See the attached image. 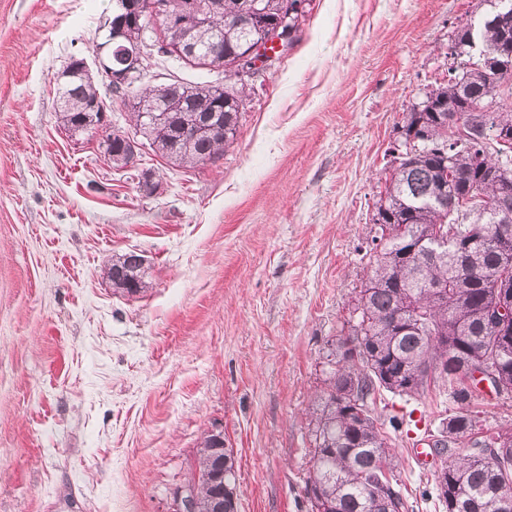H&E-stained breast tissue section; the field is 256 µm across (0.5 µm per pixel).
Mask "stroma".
Wrapping results in <instances>:
<instances>
[{"instance_id":"1","label":"stroma","mask_w":512,"mask_h":512,"mask_svg":"<svg viewBox=\"0 0 512 512\" xmlns=\"http://www.w3.org/2000/svg\"><path fill=\"white\" fill-rule=\"evenodd\" d=\"M488 0H308L298 40L254 79L217 163L150 150L115 170L59 121L55 77L95 65L112 0H0V512H176L202 441L224 431L238 512H311V404L365 278L386 150L448 78L457 27ZM155 84L223 82L170 56ZM158 185L139 187L143 175ZM137 251L147 288L105 271ZM448 386L376 410L409 512H443L424 447ZM140 257V253L136 251H129L119 255L116 259L112 260V265L109 267L107 276L110 279L112 271V286L121 290L123 293L129 295H136L142 292L146 288V274L143 275L138 282L131 283L128 278L116 279L114 277V271L116 268H122L124 270L131 271L137 267V259Z\"/></svg>"}]
</instances>
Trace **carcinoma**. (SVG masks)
<instances>
[{"label":"carcinoma","instance_id":"carcinoma-1","mask_svg":"<svg viewBox=\"0 0 512 512\" xmlns=\"http://www.w3.org/2000/svg\"><path fill=\"white\" fill-rule=\"evenodd\" d=\"M164 13L173 19L163 25L164 43L198 53L214 47L226 59L260 37V30L239 23L254 0H223L222 12L204 27L179 24L187 0H163ZM266 23L278 21L289 0H259ZM495 11L480 26L484 61L473 62L458 54L457 67L448 81L429 90L404 113L403 135L418 142L395 159L377 201L381 234L372 237V254L364 284L354 301L361 305L356 318H347L326 356L324 388L316 396L312 423L313 456L305 480L312 512H408L399 479L394 474V436L404 418L382 419L375 414L377 396L390 392L409 398L424 393L432 382L451 389L457 410L440 422L432 442L446 467L423 494L435 497L445 512H502L512 503V459L491 462L486 454L497 442H512V425L482 435L472 404L481 396L469 383L461 364L478 358L490 335L488 317L501 296L495 276L512 259V222L473 224L469 206L448 216L435 206L440 197L466 200L467 195L493 207L503 195L511 173L497 174L500 161H508L492 147H484L490 132L477 121L476 111L495 113L499 124L512 128V105L501 87L512 82L493 63L512 41V30L496 21L502 5L512 0H492ZM126 25L130 39L149 38L156 19L136 10L112 11ZM220 58V59H222ZM220 59L210 66L220 68ZM73 74L56 77L59 118L73 132L86 117L106 107L94 78L81 62L66 63ZM112 94L129 106L130 128L137 127L141 106H154L163 118L142 131L151 151L175 167L194 168L220 160L237 138L241 110L249 87L224 84L218 94L211 84L179 82L150 85L110 84ZM216 115L224 132L185 137L181 117ZM448 142L450 151L437 153ZM437 224L455 229L446 249L433 245L427 233ZM140 253L129 251L112 260L110 271H131ZM112 287L129 295L146 288L145 278L132 283L112 279ZM499 381L512 389V344L501 352ZM467 448L462 450L460 445ZM215 451L204 438L199 458L198 512L210 506L213 487L206 480Z\"/></svg>","mask_w":512,"mask_h":512}]
</instances>
